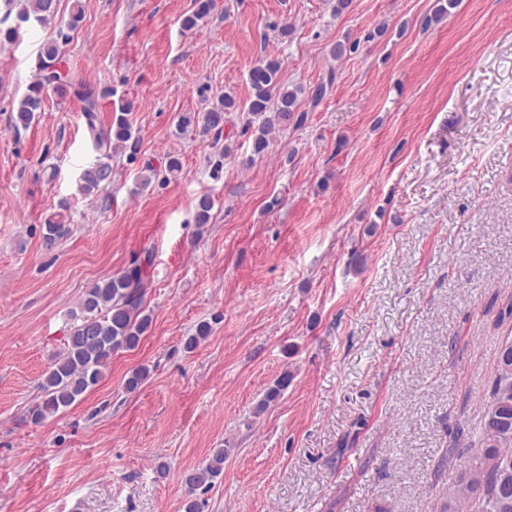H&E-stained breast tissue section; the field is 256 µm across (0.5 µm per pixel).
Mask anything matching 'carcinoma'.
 Segmentation results:
<instances>
[{
	"mask_svg": "<svg viewBox=\"0 0 512 512\" xmlns=\"http://www.w3.org/2000/svg\"><path fill=\"white\" fill-rule=\"evenodd\" d=\"M196 8L182 20V28L191 30L215 9V0H195ZM59 0H28V6L16 15L18 24L0 29V48L19 43L29 26L46 25L58 16ZM84 19L82 0H73L67 20L59 25V39L41 44L37 58V78L19 100L16 127H28L36 113L42 111L45 98L52 93L63 98L70 92L72 79L61 67V45L68 42L70 32L79 28ZM387 27L380 26L361 38H345L330 50L332 57L341 59L359 52L361 41H373L385 35ZM334 82L333 74L305 90L301 85H285L280 78V63L261 59L249 71L252 96L247 117L240 135L252 141L253 153L260 156L281 133L288 128L305 126L309 109L316 107ZM110 86L85 84L79 100L81 112L96 148L102 156L84 167L78 176L79 189L91 195L112 184L111 158L114 152L127 154V160L138 159L139 139L132 127L121 116L104 126L98 112L102 102L112 100ZM234 97L228 93L202 113L186 112L178 116L181 131L200 129L211 137L213 154L210 158L212 175L217 177L224 168V159L231 153L226 143L224 128L227 115L237 111ZM183 172L181 158L168 154L162 165L156 167L146 161L139 176L138 189L153 184L166 185ZM214 201L211 195H201L195 204V223H209ZM71 232L66 216L55 213L44 224L43 245L51 249ZM152 258L146 254L132 260L123 272L93 283L86 289L73 313L74 326L64 342V350L40 383L44 394L42 403L30 411L31 420L39 423L85 398L104 378L112 356L121 350L136 349L151 326V317L145 313L144 295L147 268ZM292 381L288 372L282 374L257 403L253 415L263 414ZM470 456L457 482L448 489V498L442 512H512V357L498 351L494 379L488 391L487 409L478 430L469 441ZM227 450L216 449L208 461L189 474L185 483L188 493L211 489L224 473Z\"/></svg>",
	"mask_w": 512,
	"mask_h": 512,
	"instance_id": "carcinoma-1",
	"label": "carcinoma"
}]
</instances>
